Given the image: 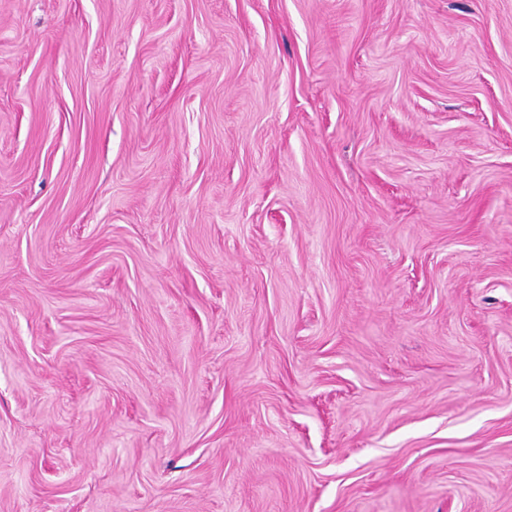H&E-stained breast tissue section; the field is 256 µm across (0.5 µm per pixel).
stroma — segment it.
I'll list each match as a JSON object with an SVG mask.
<instances>
[{"instance_id": "35a3bbf8", "label": "stroma", "mask_w": 512, "mask_h": 512, "mask_svg": "<svg viewBox=\"0 0 512 512\" xmlns=\"http://www.w3.org/2000/svg\"><path fill=\"white\" fill-rule=\"evenodd\" d=\"M0 512H512V0H0Z\"/></svg>"}]
</instances>
